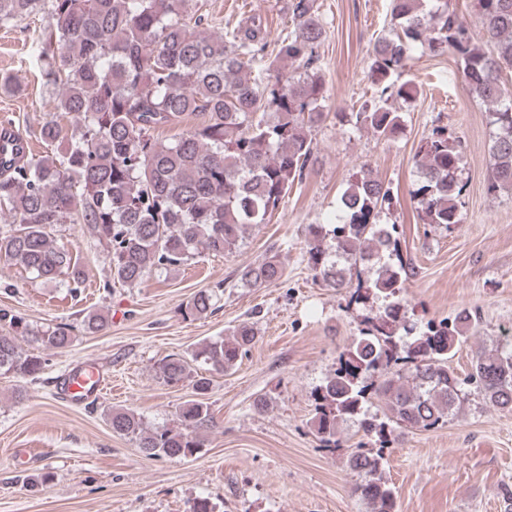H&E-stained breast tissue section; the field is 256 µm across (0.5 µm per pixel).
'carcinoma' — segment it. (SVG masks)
<instances>
[{
	"label": "carcinoma",
	"mask_w": 512,
	"mask_h": 512,
	"mask_svg": "<svg viewBox=\"0 0 512 512\" xmlns=\"http://www.w3.org/2000/svg\"><path fill=\"white\" fill-rule=\"evenodd\" d=\"M189 0H0V27L40 14L45 20L37 54L53 110L73 118L71 132L55 119L40 127L51 151L29 153L25 137L0 127V211L11 218L0 233V258L35 277L55 281L82 272L47 228L79 224L110 248L112 276L136 285L154 271L171 270L197 254L231 253L248 229L264 224L294 182L308 169L314 133L326 120V87L314 71L324 29L316 0H291L293 31L267 56L262 21L251 18L225 34H212L205 18L187 11ZM476 18L460 17L451 0H392L391 30L372 49L370 78L377 96L350 112L336 113L380 139L399 133L403 119L389 104L409 100L417 88L401 75L419 47L432 56L460 57L469 93L488 106L494 135L490 195L512 188V102L502 80L512 68V0H476ZM194 115L197 125L174 141L154 137L160 128ZM414 192L422 223H459L465 190L459 178V142L444 127L433 129L417 160ZM394 193L372 170L352 174L340 196L337 224L306 227L315 276L337 290L354 289L366 311L359 335L340 353L338 366L311 393L310 424L327 450L340 446L339 421L359 425L366 440L347 455L361 481L354 493L369 512H398L393 487L383 476L386 450L400 430H431L448 423L468 395L512 411V349L480 350L459 376L448 366L467 340L473 316L409 321L403 296L411 268L400 253L398 227L379 224ZM376 259L375 277L363 266ZM273 255L242 267L250 287L283 276ZM213 312L200 291L183 315ZM12 332L0 334V375L40 379L43 352L69 346L70 327L34 331L0 310ZM36 349L21 348L19 340ZM256 340L243 322L228 339L205 343L198 356L219 372L233 369ZM156 374L166 385L189 376V363L170 356ZM199 398L179 411V426L150 428L132 411L106 410L112 433L136 441L147 459L193 456L211 422L203 395L210 379L194 383ZM384 401V418L369 414L371 399Z\"/></svg>",
	"instance_id": "1"
}]
</instances>
